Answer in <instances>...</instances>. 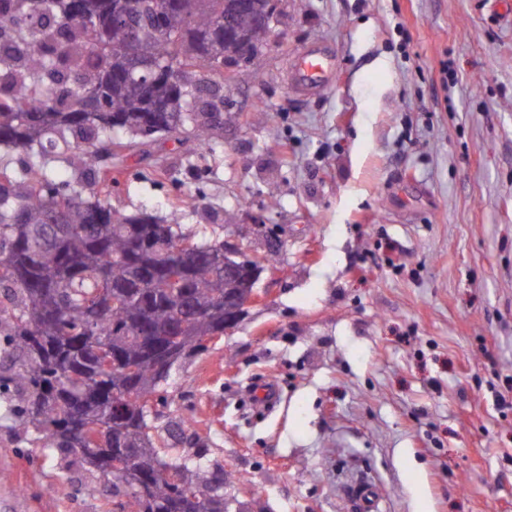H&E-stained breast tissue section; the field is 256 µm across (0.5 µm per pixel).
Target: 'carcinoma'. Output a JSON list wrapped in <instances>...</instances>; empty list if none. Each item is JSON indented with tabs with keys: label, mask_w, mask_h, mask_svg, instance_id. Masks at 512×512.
<instances>
[{
	"label": "carcinoma",
	"mask_w": 512,
	"mask_h": 512,
	"mask_svg": "<svg viewBox=\"0 0 512 512\" xmlns=\"http://www.w3.org/2000/svg\"><path fill=\"white\" fill-rule=\"evenodd\" d=\"M269 0H0V145L20 168L0 169V327L11 350L0 358V380L22 396L20 426L44 434L63 454L78 447L89 425L105 424V443L88 464L105 472L120 448H155L139 412L152 423L161 383L152 376L147 342L175 331L183 349L224 326V298L235 291L224 278V242L193 240L179 224L148 214L123 215L100 199L56 182L43 157L69 152L91 185L123 162L115 134L138 135L165 126L211 145L224 123V42L243 40ZM122 12L139 31L132 40L112 26ZM164 23L166 31L156 29ZM155 57L174 86L143 90L131 63ZM115 345L118 364L107 375L91 367L88 335ZM205 450L178 457L180 482L167 480L143 457L132 479L112 476V495L135 512L167 502L189 512H223L203 466Z\"/></svg>",
	"instance_id": "1"
}]
</instances>
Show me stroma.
Listing matches in <instances>:
<instances>
[{
    "mask_svg": "<svg viewBox=\"0 0 512 512\" xmlns=\"http://www.w3.org/2000/svg\"><path fill=\"white\" fill-rule=\"evenodd\" d=\"M317 41L338 68L310 96L289 65ZM226 95L212 149L123 135L106 198L277 256L160 387L161 458L207 449L232 512H360L359 480L381 512H512V0H278ZM20 404L0 389V512H115ZM275 1H270V8L267 14L258 19L257 25L261 29L263 34V41L261 43L250 44L246 43L239 47L238 52L236 54L237 60L240 63H250L252 57L260 50L261 47L266 48L271 40L272 33V21L275 11ZM353 493L360 503V509L363 512H378L380 511V500L376 489L367 483L358 482L353 487Z\"/></svg>",
    "mask_w": 512,
    "mask_h": 512,
    "instance_id": "1",
    "label": "stroma"
}]
</instances>
